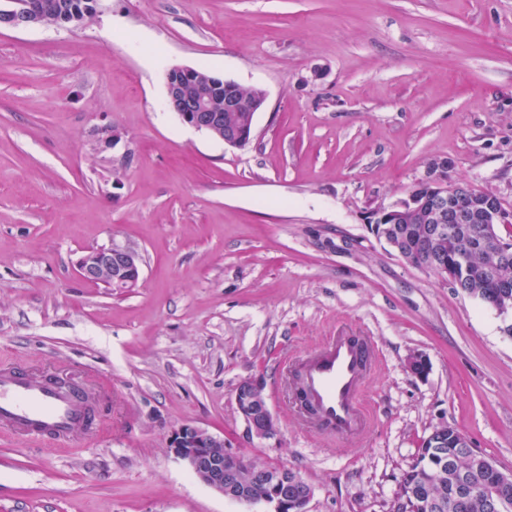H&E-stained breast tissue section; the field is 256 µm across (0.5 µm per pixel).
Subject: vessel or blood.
<instances>
[{
    "instance_id": "vessel-or-blood-1",
    "label": "vessel or blood",
    "mask_w": 512,
    "mask_h": 512,
    "mask_svg": "<svg viewBox=\"0 0 512 512\" xmlns=\"http://www.w3.org/2000/svg\"><path fill=\"white\" fill-rule=\"evenodd\" d=\"M375 342L342 329L300 365L292 402L306 425L322 436L353 439L368 428L362 393L378 366ZM88 403L76 389L44 376L0 365V429L26 438L67 443L84 429Z\"/></svg>"
}]
</instances>
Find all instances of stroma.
<instances>
[{
    "label": "stroma",
    "instance_id": "35a3bbf8",
    "mask_svg": "<svg viewBox=\"0 0 512 512\" xmlns=\"http://www.w3.org/2000/svg\"><path fill=\"white\" fill-rule=\"evenodd\" d=\"M174 66L266 92L249 147L180 121ZM437 159L512 210V0H99L79 28H0V362L95 402L65 447L0 430V512H262L175 458L186 423L299 473L308 512H393L444 425L512 472L502 318L371 230ZM112 244L143 257L132 291L77 274ZM339 327L381 353L356 449L304 424L284 369ZM248 378L275 438L236 410ZM234 400L251 435L269 439L278 433L276 419L268 407L263 386L258 379L241 381L236 387Z\"/></svg>",
    "mask_w": 512,
    "mask_h": 512
}]
</instances>
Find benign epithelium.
Returning a JSON list of instances; mask_svg holds the SVG:
<instances>
[{"mask_svg":"<svg viewBox=\"0 0 512 512\" xmlns=\"http://www.w3.org/2000/svg\"><path fill=\"white\" fill-rule=\"evenodd\" d=\"M97 12V3L81 4L66 15L47 20L50 10L39 0H5L0 6V27L27 28L47 25L79 27ZM204 79L211 94L224 96V109L213 107L211 99L196 96L194 84ZM237 83L215 74H203L194 67L175 66L166 71V101L187 126L204 131L224 144L243 149L254 139L255 115L264 106L266 95L260 93L248 101L234 92ZM246 112L248 116L237 125L224 127V113ZM448 160L436 159L422 179L425 191L409 193L403 199L372 211V230L397 256L410 261L408 246L392 234L395 224H409L416 217L428 224L427 231L433 237L457 241L461 224L482 223L479 239L491 253L494 262L512 258V242L493 235L491 225L509 220L496 204V199L472 200L468 186L455 185L454 198L448 196V184L444 173ZM77 270L80 278L92 285L131 291L138 286L142 272V256L131 246L112 245L89 249L79 258ZM466 252L458 251L453 260L441 265L437 276L455 285L467 276ZM235 405L247 426V431L261 439H269L278 433L274 415L263 394V386L257 379L241 381L235 390ZM450 440L461 451L470 455L473 462L494 475L495 484L483 486L461 480L453 491L462 499L477 498L486 512H509L512 505L500 496L498 488L512 484V472L505 473L489 460L478 454L466 434L448 427ZM168 448L189 468L191 474L205 486L223 497L246 504H264L267 512H299L307 507L313 491L298 474L281 469L273 472L260 468L244 473L238 466L239 451L224 443L217 436L193 424H183L172 431Z\"/></svg>","mask_w":512,"mask_h":512,"instance_id":"7a95c632","label":"benign epithelium"}]
</instances>
